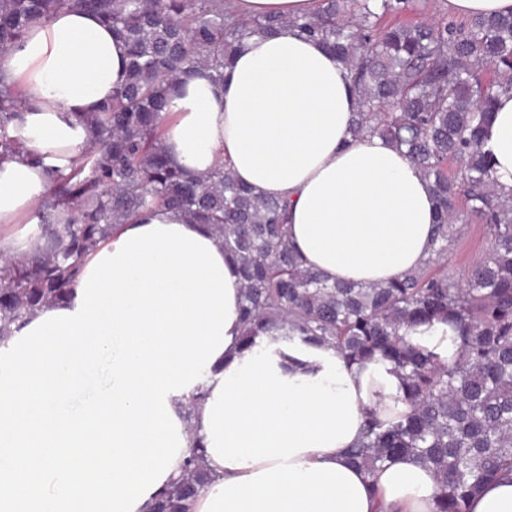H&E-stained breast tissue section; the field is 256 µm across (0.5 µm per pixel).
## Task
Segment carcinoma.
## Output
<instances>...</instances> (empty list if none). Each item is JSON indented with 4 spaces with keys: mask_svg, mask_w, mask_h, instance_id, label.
Segmentation results:
<instances>
[{
    "mask_svg": "<svg viewBox=\"0 0 512 512\" xmlns=\"http://www.w3.org/2000/svg\"><path fill=\"white\" fill-rule=\"evenodd\" d=\"M63 9L97 15L127 48L126 82L100 112L76 113L92 131L79 164L48 168L32 218L43 244L0 263V343L38 309L71 299L87 257L120 224L166 207L205 224L238 265L241 338L269 333L327 345L347 361H381L400 376L406 410L371 411L350 460L369 475L399 457L434 474L435 512H467L484 486L512 475V196L484 150L499 91L512 90V14L458 23L448 12L402 22L416 0H319L303 17L245 19L226 0H0V56L32 25ZM293 27L327 44L358 96L352 138L378 135L430 181L436 224L424 264L385 284H330L288 240V202L240 184L230 166L189 174L172 163L160 113L171 86L193 73L224 81L241 43ZM26 101L0 87V161L22 148L11 132ZM465 201L460 207L459 200ZM484 224L487 253L462 279L446 258L460 224ZM448 326V354L416 341ZM204 450L153 512H185L206 480Z\"/></svg>",
    "mask_w": 512,
    "mask_h": 512,
    "instance_id": "carcinoma-1",
    "label": "carcinoma"
}]
</instances>
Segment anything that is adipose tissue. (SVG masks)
Wrapping results in <instances>:
<instances>
[{"instance_id": "1", "label": "adipose tissue", "mask_w": 512, "mask_h": 512, "mask_svg": "<svg viewBox=\"0 0 512 512\" xmlns=\"http://www.w3.org/2000/svg\"><path fill=\"white\" fill-rule=\"evenodd\" d=\"M244 16L290 17L316 0H234ZM27 102L13 133L25 153L0 163V224L29 217L47 191L46 165L69 169L88 139L73 118L95 112L127 78V50L96 15L64 10L0 59ZM358 97L347 68L293 29L238 48L223 83L192 78L173 94L163 126L173 161L195 173L229 163L236 178L290 202V240L332 282H389L420 267L435 230L431 184L379 137L353 140ZM487 147L493 176L512 194V92L500 93ZM38 153L45 165L29 160ZM231 341L185 410L186 442L201 441L211 479L187 512H434L433 474L410 459L368 476L347 457L366 412L399 411L388 365L347 363L332 347L259 336Z\"/></svg>"}]
</instances>
